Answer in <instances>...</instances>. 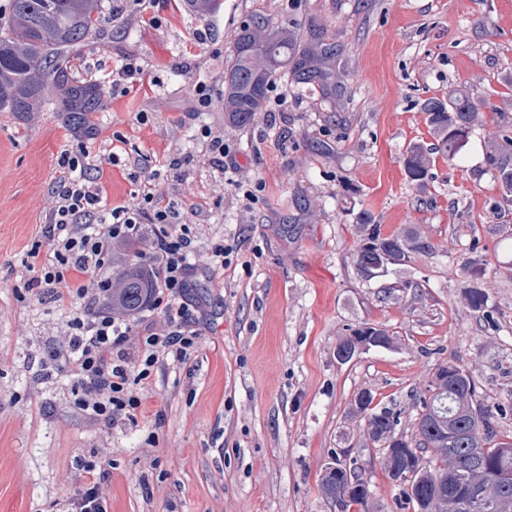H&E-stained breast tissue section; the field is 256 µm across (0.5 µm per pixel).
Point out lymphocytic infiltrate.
<instances>
[{
  "instance_id": "obj_1",
  "label": "lymphocytic infiltrate",
  "mask_w": 512,
  "mask_h": 512,
  "mask_svg": "<svg viewBox=\"0 0 512 512\" xmlns=\"http://www.w3.org/2000/svg\"><path fill=\"white\" fill-rule=\"evenodd\" d=\"M71 137L59 162L68 176L29 256L42 260L37 284L48 286L57 308L72 313L64 358L77 408L106 426H123L135 422L142 406L140 384L155 368L183 363L202 334L185 300L195 248L188 225L177 223L174 208L152 194L135 205L107 203L96 181L80 173L91 154L90 133L76 129ZM146 228L157 263L143 270L151 289L142 315L125 319L112 310L111 279L95 273L114 244L138 241ZM109 465L103 456L82 462L84 478L68 512H108L102 485Z\"/></svg>"
}]
</instances>
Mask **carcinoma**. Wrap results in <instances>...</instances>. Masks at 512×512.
<instances>
[{"label": "carcinoma", "instance_id": "cac0c4a2", "mask_svg": "<svg viewBox=\"0 0 512 512\" xmlns=\"http://www.w3.org/2000/svg\"><path fill=\"white\" fill-rule=\"evenodd\" d=\"M11 9L0 21V111L24 114L35 112L46 103L44 84L49 70L71 51L81 47L92 32L99 29L100 0H10ZM231 62L224 70V122L244 126L263 110L268 93L278 80L291 79L299 84H318L326 95H336V73L331 60L336 47L324 42L319 29L310 30L309 40H298L286 25H275L268 18L252 14L237 29ZM64 111L80 115L100 112L101 95L94 85H61ZM482 104L466 96H457L446 104L428 99L423 105L434 149L416 143L404 154L406 175L423 183L433 166V154L452 160L468 141L481 120ZM512 147V126L504 125L486 154V164L498 172L503 198L512 197V166L499 150ZM357 249L354 267L369 280L367 273L378 260L384 267L407 266L412 260L433 251L431 243L417 229L403 235H385L371 213L363 212L354 224ZM467 274L464 297L467 304L493 322L486 304L483 280L486 267L480 239L474 238L470 256L462 262ZM149 285L136 266L122 272L119 286L112 289V306L127 312L138 310L145 302ZM386 337L388 331L363 322L349 329L338 346L349 344L363 330ZM464 368L455 360L437 365L425 391L419 396L420 412L414 420L415 439L400 433L401 412L374 405L368 390L359 392L354 411L363 416L371 444L382 450L384 469L391 483L401 491L400 507L413 512H461L458 507L463 489L458 475L465 474L469 484L486 496L507 504L512 512V483L503 488L501 474L512 473V436L501 434L495 418L497 406L480 399L471 374L466 380L454 377ZM394 448L388 455V448ZM321 488L343 509L364 506L370 498L365 470L347 457H337L325 467Z\"/></svg>", "mask_w": 512, "mask_h": 512}]
</instances>
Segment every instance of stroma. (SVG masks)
Instances as JSON below:
<instances>
[{"mask_svg":"<svg viewBox=\"0 0 512 512\" xmlns=\"http://www.w3.org/2000/svg\"><path fill=\"white\" fill-rule=\"evenodd\" d=\"M101 0L106 19L61 62L60 82L91 81L137 59L147 80L101 87L91 113L92 152L117 153L97 178L109 203L143 191L175 203L196 258L188 278L203 335L185 363L158 368L136 426L110 428L77 410L66 347L67 316L48 296H18L21 261L55 204L58 159L70 125L58 107L27 117L0 112V512H64L80 461H112L109 512H341L319 487L337 449L363 465L368 512H400L399 487L364 436L350 404L369 390L402 408L413 436L418 408L441 360L475 378L484 402L512 400V225L489 232L500 200L485 164L489 139L512 124V0H221L198 17L172 0ZM261 12L336 46V96L276 82L249 125L224 123V66L235 31ZM208 33L206 44L193 39ZM208 80L196 111L191 87ZM489 100L458 158L436 160L411 182L404 152L431 144L423 104L458 94ZM222 137L236 169L211 162L201 128ZM184 158L170 170V157ZM370 212L384 234L419 229L432 253L365 281L353 266V226ZM479 237L497 324L464 301L463 258ZM230 265L212 270L216 244ZM393 342L347 363L336 345L362 322Z\"/></svg>","mask_w":512,"mask_h":512,"instance_id":"obj_1","label":"stroma"}]
</instances>
